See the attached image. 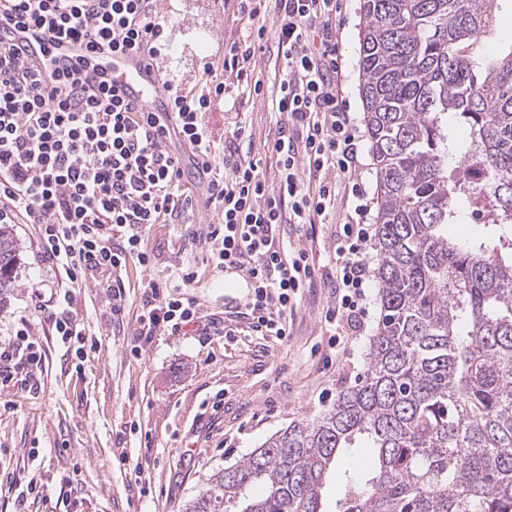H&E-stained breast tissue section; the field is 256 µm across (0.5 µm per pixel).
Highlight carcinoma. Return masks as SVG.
<instances>
[{"label":"carcinoma","instance_id":"obj_1","mask_svg":"<svg viewBox=\"0 0 512 512\" xmlns=\"http://www.w3.org/2000/svg\"><path fill=\"white\" fill-rule=\"evenodd\" d=\"M497 0H362L380 317L363 379L208 474L183 512H512V48L475 69ZM478 215L488 235L448 225ZM19 247L0 224V308ZM259 483L257 497L249 488ZM369 455L359 448H348L337 459L336 467L331 478L324 489V496L327 502L328 511H336V501L343 494L342 475L345 470H349L351 475L361 477L363 468L368 464Z\"/></svg>","mask_w":512,"mask_h":512}]
</instances>
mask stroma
I'll list each match as a JSON object with an SVG mask.
<instances>
[{
    "label": "stroma",
    "instance_id": "35a3bbf8",
    "mask_svg": "<svg viewBox=\"0 0 512 512\" xmlns=\"http://www.w3.org/2000/svg\"><path fill=\"white\" fill-rule=\"evenodd\" d=\"M361 0H348L336 19L342 58V97L362 118L359 96ZM164 28L156 63L162 78L179 87L196 84L205 67L222 71L231 41L253 40L257 22L233 14L224 0H158ZM257 53L263 89L234 90V111L216 99L205 123L216 144L230 139L235 121L251 137L238 152L262 159L270 184H277L276 158L267 148L279 136L272 109L279 84L265 40ZM186 224H154L144 230L153 254L150 270L128 268L122 322L107 306L106 289L86 283L71 289V311L87 334L98 339L82 362L58 343L50 311L38 310L39 283L47 268L40 260L38 225L16 224L20 262L0 310V343L17 330L45 350L41 389L0 388V512H14L15 499L30 478L44 492L29 499V512H180L213 470L231 465L288 424L312 418L333 403L337 392L367 371V350L380 317L377 286L368 290L369 315L361 336L343 356L331 359L325 313L332 303L326 284L304 293L279 339L251 332L234 311L246 289L229 287L223 269L209 261L210 244L192 239ZM192 267L185 289L217 330L200 336L191 329L157 333L144 343L140 359L129 351L148 282L168 271ZM232 336H225V329ZM220 408H213V401ZM139 468V483L129 468Z\"/></svg>",
    "mask_w": 512,
    "mask_h": 512
}]
</instances>
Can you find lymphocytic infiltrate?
Instances as JSON below:
<instances>
[{
  "label": "lymphocytic infiltrate",
  "mask_w": 512,
  "mask_h": 512,
  "mask_svg": "<svg viewBox=\"0 0 512 512\" xmlns=\"http://www.w3.org/2000/svg\"><path fill=\"white\" fill-rule=\"evenodd\" d=\"M239 16L271 13V27H258L257 41L273 35L282 61L273 105L285 128L272 146L278 182L269 184L261 160L242 158L236 141L248 135L235 125L231 144L217 149L204 122L214 98L231 93L232 82L261 91L255 44L224 49V74H206L191 89L162 82L160 108L122 99L112 76L88 74L79 64L51 82L12 40L14 27H33L52 37L87 42L94 52L140 50L156 56L163 28L153 0H0V223L36 224L53 279L42 306L56 310L54 332L61 343L82 338L67 310V291L87 278L125 270L130 259L150 269L152 255L142 238L151 224H182L194 217L195 238L211 243L210 259L248 275L244 304L252 330L282 336L284 314L316 270L301 248L286 247L280 228L293 224L315 234L329 223L336 185L329 173L347 178L358 203L332 244L330 282L336 302L325 320L334 332L333 350L351 341L345 329L365 311L371 282L366 190L358 180L361 137L341 96L342 62L336 18L342 0H226ZM195 171V188L183 182L184 165ZM217 223H207L208 214ZM170 281L177 292L149 283L138 338L178 333L188 326L207 333L193 299L183 288L194 280L178 267ZM42 353L36 342L15 335L0 346V382L23 377L37 390Z\"/></svg>",
  "instance_id": "lymphocytic-infiltrate-1"
}]
</instances>
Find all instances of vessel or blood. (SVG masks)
<instances>
[{"label": "vessel or blood", "instance_id": "b4317fda", "mask_svg": "<svg viewBox=\"0 0 512 512\" xmlns=\"http://www.w3.org/2000/svg\"><path fill=\"white\" fill-rule=\"evenodd\" d=\"M30 57L50 59L52 67L74 62L83 63L90 73L110 72L118 93L127 99L153 101L158 87L153 62L139 52H122L109 56L89 54L84 42L72 38L52 39L29 28L17 32Z\"/></svg>", "mask_w": 512, "mask_h": 512}]
</instances>
